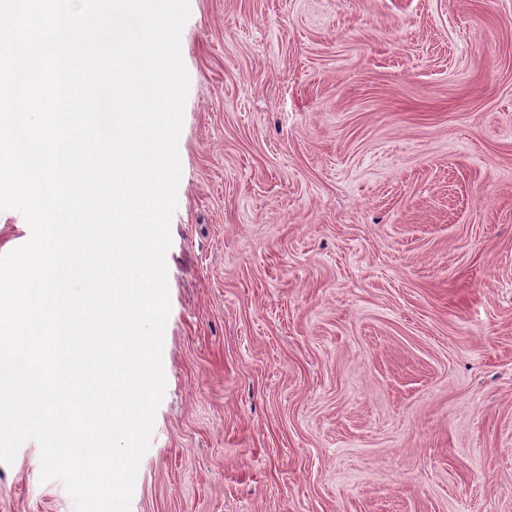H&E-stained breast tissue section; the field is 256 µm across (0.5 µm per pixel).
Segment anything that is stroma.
Listing matches in <instances>:
<instances>
[{"label": "stroma", "instance_id": "stroma-1", "mask_svg": "<svg viewBox=\"0 0 512 512\" xmlns=\"http://www.w3.org/2000/svg\"><path fill=\"white\" fill-rule=\"evenodd\" d=\"M189 5L130 512H512V0Z\"/></svg>", "mask_w": 512, "mask_h": 512}]
</instances>
